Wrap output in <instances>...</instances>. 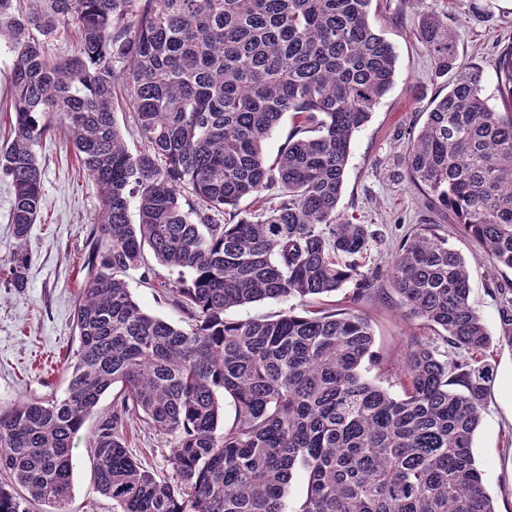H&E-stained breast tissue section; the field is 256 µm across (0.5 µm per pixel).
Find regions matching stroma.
<instances>
[{
    "instance_id": "obj_1",
    "label": "stroma",
    "mask_w": 512,
    "mask_h": 512,
    "mask_svg": "<svg viewBox=\"0 0 512 512\" xmlns=\"http://www.w3.org/2000/svg\"><path fill=\"white\" fill-rule=\"evenodd\" d=\"M447 19L457 62L484 71L483 95L501 106L496 63L512 45V0H374L371 21L398 55L391 90L370 120L355 132L338 204L341 220L375 231L362 259L379 273L375 297L357 306L370 321L375 348L387 359L399 357L410 339L423 336L419 321L402 316L389 276L392 254L420 224H437L449 247L467 260L470 300L491 334H498L499 299L494 284L512 286V270L493 274L477 243L458 225L428 205L405 177L409 135L426 120L433 99L445 93L448 76L418 39L426 17ZM43 169L45 208L28 238L26 285L14 288L0 270V405L61 396L67 385L66 359L77 346L73 313L83 279L87 235L97 210L94 184L84 175L66 134L54 129L37 149ZM493 376L474 456L485 487L499 512H512V350H494ZM97 421L89 419L73 442L74 474L69 512H112V501L95 483L91 444ZM123 440L129 453L149 470L171 475L169 445L145 423L126 421Z\"/></svg>"
}]
</instances>
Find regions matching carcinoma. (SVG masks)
<instances>
[{
  "mask_svg": "<svg viewBox=\"0 0 512 512\" xmlns=\"http://www.w3.org/2000/svg\"><path fill=\"white\" fill-rule=\"evenodd\" d=\"M39 2L0 0V42L15 53L12 138L0 150L14 190L13 287H24L44 206L36 148L52 122L68 130L98 208L64 394L0 407V470L11 478L0 512L32 502L68 512L73 439L109 391L92 453L112 512H286L297 472L306 494L292 512H497L473 441L489 348L512 349V289L495 288L493 337L470 302L465 258L439 225L422 224L389 273L404 315L433 335L392 363L364 314L327 302L350 281V302L369 300L378 281L359 264L373 231L337 214L353 134L396 72L394 48L369 21L373 0ZM73 38L74 54L46 52ZM418 38L436 72L455 75L412 135L407 178L493 267L512 270V49L499 58L497 110L482 69L455 68L448 21L425 19ZM121 100L135 152L116 122ZM286 113L293 131L270 163L263 145ZM273 187L276 204L238 210ZM147 248L169 270L159 292L181 326L145 312L128 288V272L152 274ZM265 299L288 309L225 315ZM128 415L172 438L171 476L128 453Z\"/></svg>",
  "mask_w": 512,
  "mask_h": 512,
  "instance_id": "carcinoma-1",
  "label": "carcinoma"
}]
</instances>
